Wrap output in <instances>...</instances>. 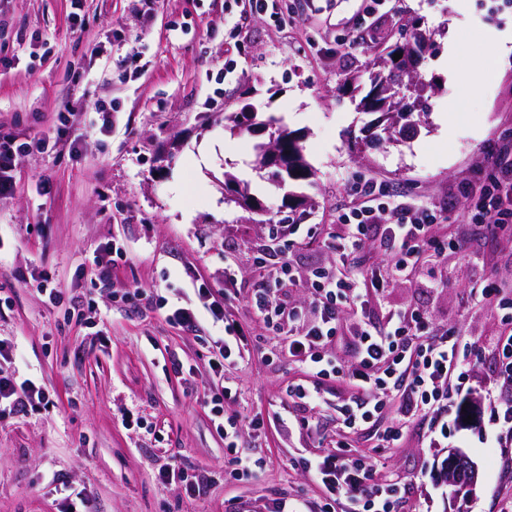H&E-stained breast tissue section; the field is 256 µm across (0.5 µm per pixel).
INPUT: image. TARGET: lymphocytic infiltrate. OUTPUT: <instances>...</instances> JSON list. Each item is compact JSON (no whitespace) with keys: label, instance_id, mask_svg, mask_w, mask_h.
I'll use <instances>...</instances> for the list:
<instances>
[{"label":"lymphocytic infiltrate","instance_id":"obj_1","mask_svg":"<svg viewBox=\"0 0 512 512\" xmlns=\"http://www.w3.org/2000/svg\"><path fill=\"white\" fill-rule=\"evenodd\" d=\"M489 186L481 188L474 206L453 233L436 236L443 223L441 210L408 198H385L377 182L366 180L355 188L357 202L336 219L337 232L327 246L336 252V267H317L307 280L296 277L292 266L281 262L275 251L259 247L262 271L257 288L239 294L233 268L224 270V289L194 283L193 300H169L159 294L137 293L144 309L161 310L171 327L197 330L208 321L213 336L209 366L223 374L236 366L249 346V339L228 313V302H238L277 336L280 358L310 376V383L288 389L295 403L316 409L321 404L318 386L328 380L346 384L355 391L352 401L336 408V439L324 455L306 460L321 494L304 502V512H398L405 483L395 474L378 475L370 456L354 453L353 434L363 425L388 417V425L377 434L381 449L398 447L409 428L426 422L430 431L447 433L448 412L456 396L469 382L472 363L466 346L454 329L434 325L426 311L413 307L388 312L382 324L366 317L369 292L383 293L403 281L423 280L426 288L446 287L444 277L435 276L431 263L463 252L472 224H485L498 234L512 227V140H500L487 149ZM377 243L381 255L370 268L369 288L348 267L368 243ZM121 243L108 240L80 264V275L91 276L112 286L117 262L125 260ZM308 288L306 306H296L283 287ZM475 306L496 313L499 330L488 350L498 365L499 376L512 387V281L488 278L482 287L471 289ZM347 342L349 361H342L334 344ZM20 357L16 343L0 337V414L26 413L53 406L39 380L15 370ZM238 391L225 387L207 402L211 423L233 452V477L251 479L265 471L268 460L239 454L244 429L259 430L262 421L242 422L228 413L227 403L236 401Z\"/></svg>","mask_w":512,"mask_h":512}]
</instances>
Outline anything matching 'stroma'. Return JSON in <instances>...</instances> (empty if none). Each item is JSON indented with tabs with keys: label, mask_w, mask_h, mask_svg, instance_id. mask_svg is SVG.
Returning a JSON list of instances; mask_svg holds the SVG:
<instances>
[{
	"label": "stroma",
	"mask_w": 512,
	"mask_h": 512,
	"mask_svg": "<svg viewBox=\"0 0 512 512\" xmlns=\"http://www.w3.org/2000/svg\"><path fill=\"white\" fill-rule=\"evenodd\" d=\"M366 0H282L283 20L235 19L225 0H0V126L21 142L40 138L13 172L14 189L0 198V285L13 286L0 308V336L17 340L30 369L42 378L53 408L0 421V512H60L41 484L57 475L83 490L95 512H265L278 494L289 502L319 490L300 458L325 451L336 429V406L350 399L343 384L324 383L315 437L288 426L294 411L289 385L301 372L280 360L276 336L261 321L229 305L253 341L231 373L241 391L236 411L264 420L261 436L242 450L271 459L253 479L227 477L230 455L210 421L209 396L222 381L207 362L209 325L193 333L172 328L164 311L145 310L125 288L178 292L192 280L224 287V268L249 291L259 281L256 248L271 244L270 224L287 214V195L301 197L302 223L315 241L285 248L282 261L300 275L335 264L324 246L336 216L354 205V187L373 179L390 191L443 209L455 229L471 199L462 184L487 175L486 149L512 137V63L499 66L487 40L512 25V0H468L454 16L450 0H398L356 29ZM420 21L428 42L415 71L432 88L428 116L416 132L379 138L371 115L357 106L369 88V60L408 40ZM464 47L456 69L473 59L492 76L470 92L448 77V25ZM357 39L347 48V39ZM253 106L259 117L283 118L302 132L309 179L279 187L256 169L257 135L229 131L224 115ZM457 107L441 126L438 113ZM74 113L79 147L59 131ZM233 172L262 203L253 211L231 202L224 186ZM127 261L115 287L100 290L76 268L109 239ZM450 284L441 291L403 282L372 298L370 317L404 307L426 310L440 325L482 346L497 333L494 315L469 308V289L497 276L512 280V238L476 231L466 253L449 256ZM50 279L91 298L94 309H50L39 286ZM193 367L175 373L173 359ZM496 364L483 354L463 401L469 416H448V438L431 445L418 425L400 446L376 459L378 470L401 475V512H497L499 487L512 488L494 442L482 389ZM141 427L125 426L126 416ZM464 451L478 471L469 496L455 498L441 475L449 448ZM176 465L206 476L203 493L186 498L157 479Z\"/></svg>",
	"instance_id": "1"
}]
</instances>
